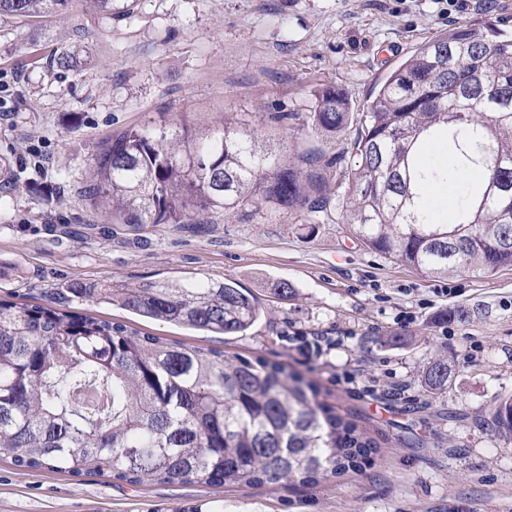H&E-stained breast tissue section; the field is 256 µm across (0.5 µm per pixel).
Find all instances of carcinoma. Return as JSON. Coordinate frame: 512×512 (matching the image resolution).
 Listing matches in <instances>:
<instances>
[{
	"mask_svg": "<svg viewBox=\"0 0 512 512\" xmlns=\"http://www.w3.org/2000/svg\"><path fill=\"white\" fill-rule=\"evenodd\" d=\"M72 0H0V17L60 15ZM106 17L129 0H90ZM309 129L326 140L355 128L344 168L343 223L370 250L424 277L512 266V38L466 25L419 45L377 84L366 111L345 92L319 89ZM480 133L473 147L456 131ZM258 134L224 124L205 133L129 128L98 145L83 197L115 224L247 221L259 210L297 209L331 218L326 182L302 178ZM442 144L486 172L452 224L420 216L426 186L440 179L426 146ZM96 304L233 336L263 314L232 281H165L126 288H69ZM454 364L426 368L432 391ZM493 430L512 439V395L498 400ZM375 443L348 416L280 362L229 359L218 349L169 342L121 323L54 306L0 300V459L81 476L93 470L139 485L153 481L256 486L283 479L317 484L355 468Z\"/></svg>",
	"mask_w": 512,
	"mask_h": 512,
	"instance_id": "cac0c4a2",
	"label": "carcinoma"
}]
</instances>
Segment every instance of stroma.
<instances>
[{
    "label": "stroma",
    "instance_id": "stroma-1",
    "mask_svg": "<svg viewBox=\"0 0 512 512\" xmlns=\"http://www.w3.org/2000/svg\"><path fill=\"white\" fill-rule=\"evenodd\" d=\"M454 24L511 33L512 0L449 17L433 0H136L110 21L75 0L59 18L0 19V299L38 305L80 283L234 281L265 309L237 336L116 305L68 308L283 362L376 444L359 469L319 484L253 488L132 485L0 460V512H512V439L490 426L512 393V267L426 278L338 220L263 212L244 224H116L78 195L98 142L144 125L200 131L229 120L287 158L326 163L339 145L307 129L316 90L333 83L362 111L379 81ZM64 52L82 65H50ZM38 153L49 158L40 172ZM279 281L290 296L273 295ZM395 334L401 345H381ZM438 356L455 372L433 392L423 372ZM357 366L365 379L342 381Z\"/></svg>",
    "mask_w": 512,
    "mask_h": 512
}]
</instances>
